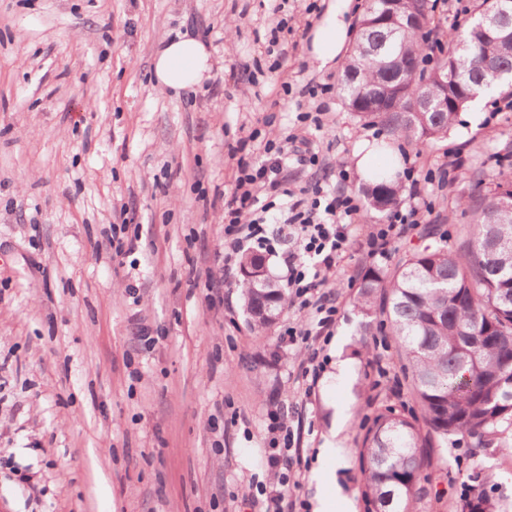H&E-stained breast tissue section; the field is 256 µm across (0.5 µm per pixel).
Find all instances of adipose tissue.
Instances as JSON below:
<instances>
[{
    "label": "adipose tissue",
    "instance_id": "obj_1",
    "mask_svg": "<svg viewBox=\"0 0 512 512\" xmlns=\"http://www.w3.org/2000/svg\"><path fill=\"white\" fill-rule=\"evenodd\" d=\"M349 3L350 0H330L324 18L313 33L312 55L320 66L332 64L340 51ZM153 71L160 86L178 92L200 86L208 79L212 61L200 40L181 36L159 50Z\"/></svg>",
    "mask_w": 512,
    "mask_h": 512
}]
</instances>
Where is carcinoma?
<instances>
[{
	"mask_svg": "<svg viewBox=\"0 0 512 512\" xmlns=\"http://www.w3.org/2000/svg\"><path fill=\"white\" fill-rule=\"evenodd\" d=\"M481 0L478 16L450 36L448 57L423 66L430 35L429 0H405L413 25L379 24L388 0H366L358 35L345 66L342 90L350 109L382 100L357 113L417 146L443 138L458 112L481 90L512 96V53L478 24L496 8ZM503 178L485 194L461 198L472 222L457 242L439 240L401 259L391 271L370 269L353 302L364 327L387 325L399 344L402 369L419 412L388 407L365 432L360 457L365 495L373 512H412L427 463L426 449L459 438L489 448L512 428V201ZM370 209L398 202V186L386 177L364 188ZM246 312L254 329L268 330L286 301L268 277L242 276ZM460 512H497L484 493L466 498Z\"/></svg>",
	"mask_w": 512,
	"mask_h": 512,
	"instance_id": "cac0c4a2",
	"label": "carcinoma"
}]
</instances>
